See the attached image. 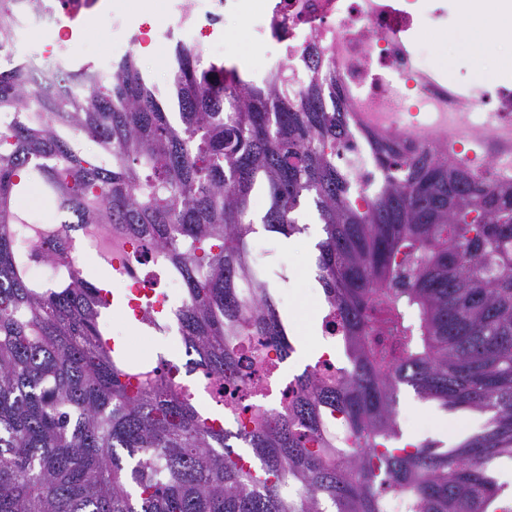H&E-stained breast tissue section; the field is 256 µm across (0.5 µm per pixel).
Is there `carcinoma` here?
<instances>
[{
  "label": "carcinoma",
  "instance_id": "cac0c4a2",
  "mask_svg": "<svg viewBox=\"0 0 512 512\" xmlns=\"http://www.w3.org/2000/svg\"><path fill=\"white\" fill-rule=\"evenodd\" d=\"M22 2L0 0V46ZM176 67L177 123L129 56L108 84L76 69L93 84L75 102L26 66L0 71V117L36 115L0 131V512H512L499 481L512 463V183L478 188L448 147L366 132L379 179L358 206L342 162L357 128L338 85L312 81L294 98L286 71L252 84L185 46ZM81 136L107 157L80 152ZM34 183L68 220L20 216ZM257 191L260 223L286 238L313 202L316 278L352 368L328 380L305 370L284 410L234 430L173 387L177 365L109 345L95 272L66 262L44 288L26 275L36 249L54 261L75 231L115 252L167 247L186 298V367L222 397L239 379L238 337L293 351L248 261ZM400 384L446 413L490 417L452 445H402ZM333 415L352 447L323 431Z\"/></svg>",
  "mask_w": 512,
  "mask_h": 512
}]
</instances>
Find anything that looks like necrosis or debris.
I'll return each instance as SVG.
<instances>
[{"label":"necrosis or debris","mask_w":512,"mask_h":512,"mask_svg":"<svg viewBox=\"0 0 512 512\" xmlns=\"http://www.w3.org/2000/svg\"><path fill=\"white\" fill-rule=\"evenodd\" d=\"M182 24L166 26L167 44H192L196 28L207 29L233 19L242 22L261 63L257 75L284 69L291 92H300L315 73L305 55L317 46L341 82L353 112L386 104L389 124L374 126L380 136L395 135L426 145L450 140L448 159L464 166L483 186L492 188L512 177V85L498 84L474 95L449 81L444 72L422 60L423 36L439 10L423 0H181ZM57 0H37L18 21L20 37L39 33L41 59L53 71H70L63 44ZM123 283L128 293L171 287L178 279L163 247L150 245L128 252ZM278 349L258 336L239 344L241 379L236 390L217 396L213 381L201 377L178 388L207 404L219 406L225 420L240 422L249 411L276 413L291 394Z\"/></svg>","instance_id":"obj_1"}]
</instances>
